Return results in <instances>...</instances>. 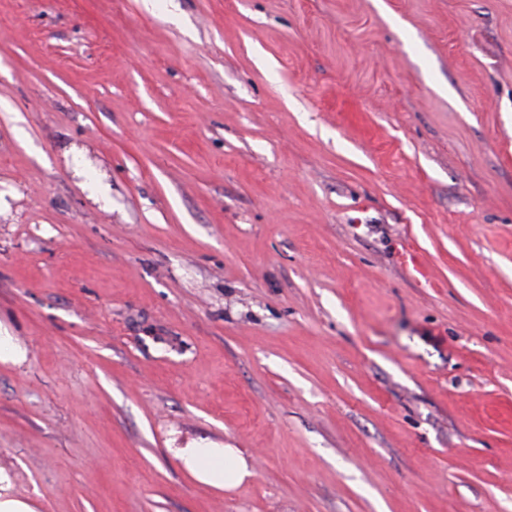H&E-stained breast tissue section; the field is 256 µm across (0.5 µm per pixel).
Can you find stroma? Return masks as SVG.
Returning a JSON list of instances; mask_svg holds the SVG:
<instances>
[{
    "label": "stroma",
    "instance_id": "obj_1",
    "mask_svg": "<svg viewBox=\"0 0 512 512\" xmlns=\"http://www.w3.org/2000/svg\"><path fill=\"white\" fill-rule=\"evenodd\" d=\"M0 326L38 512H512V0H0ZM0 362L21 364L26 360V350L12 342L7 329L0 326ZM169 453L195 481L211 488L231 490L255 475L238 448L200 442L186 448H170Z\"/></svg>",
    "mask_w": 512,
    "mask_h": 512
}]
</instances>
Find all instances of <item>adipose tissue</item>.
Returning a JSON list of instances; mask_svg holds the SVG:
<instances>
[{
  "label": "adipose tissue",
  "mask_w": 512,
  "mask_h": 512,
  "mask_svg": "<svg viewBox=\"0 0 512 512\" xmlns=\"http://www.w3.org/2000/svg\"><path fill=\"white\" fill-rule=\"evenodd\" d=\"M171 454L195 481L215 489L231 490L254 476L251 463L237 448L200 442L172 449Z\"/></svg>",
  "instance_id": "adipose-tissue-1"
}]
</instances>
